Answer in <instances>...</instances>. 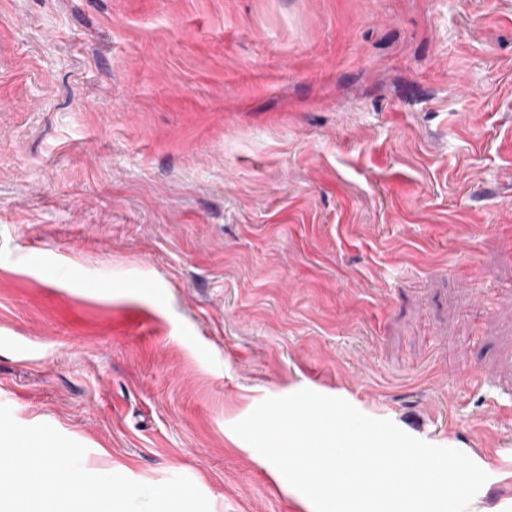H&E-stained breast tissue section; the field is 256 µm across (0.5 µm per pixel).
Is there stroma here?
Returning a JSON list of instances; mask_svg holds the SVG:
<instances>
[{"mask_svg": "<svg viewBox=\"0 0 512 512\" xmlns=\"http://www.w3.org/2000/svg\"><path fill=\"white\" fill-rule=\"evenodd\" d=\"M302 388L512 512V0H0V405L313 512L232 430Z\"/></svg>", "mask_w": 512, "mask_h": 512, "instance_id": "stroma-1", "label": "stroma"}]
</instances>
